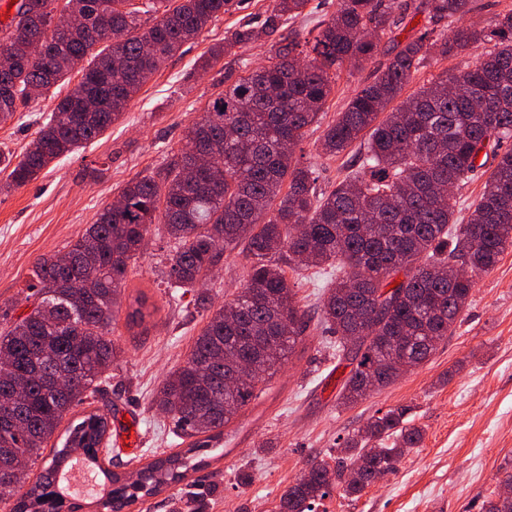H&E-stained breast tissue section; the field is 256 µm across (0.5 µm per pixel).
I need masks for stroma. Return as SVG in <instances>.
<instances>
[{
	"mask_svg": "<svg viewBox=\"0 0 512 512\" xmlns=\"http://www.w3.org/2000/svg\"><path fill=\"white\" fill-rule=\"evenodd\" d=\"M272 7L273 0H233L229 11L163 64L104 135L50 163L26 186L0 188V329L24 311L30 270L38 258L67 250L130 179L163 166L181 148L187 127L223 93L226 77L270 64L268 39L204 71L197 61L238 26L261 24ZM390 48L389 40H382L362 69L341 72L323 124L335 121L357 85L376 78ZM62 95V89H51L0 122V150L22 153ZM320 135L319 129H310L298 152L316 163V187L327 192L357 164L360 148L327 157L319 152ZM168 253L167 237L152 230L146 251L129 271L111 334L121 361L105 400L115 414L113 428L134 423L139 450L131 453L114 442L101 454L123 472L181 449L170 419L152 401L169 372L186 360L207 313L192 294L177 301L169 297ZM249 268L243 254L225 258L206 284L213 305L233 298ZM336 275L331 266L286 272L305 309L321 304ZM140 291L155 312L132 325L127 315ZM350 370L348 362L336 359L335 337L311 324L285 366L225 428L224 445L213 449L209 466L189 471L172 491L148 498L143 512H175L178 502L195 495L202 512H274L308 460L334 462L348 437L398 406L409 407L410 423L423 428L419 447L408 449L394 472L361 493L334 487L323 512H485L505 473L512 471V249L479 276L451 334L423 364L346 407L338 392Z\"/></svg>",
	"mask_w": 512,
	"mask_h": 512,
	"instance_id": "35a3bbf8",
	"label": "stroma"
}]
</instances>
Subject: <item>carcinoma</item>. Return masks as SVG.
Masks as SVG:
<instances>
[{
  "mask_svg": "<svg viewBox=\"0 0 512 512\" xmlns=\"http://www.w3.org/2000/svg\"><path fill=\"white\" fill-rule=\"evenodd\" d=\"M59 0H16L0 24V120L53 87L80 78L60 98L18 160L0 153L6 185L20 188L51 162L79 152L125 111L142 86L181 47L224 14L230 0H65L80 27L54 21ZM259 27L246 24L200 57L199 68L259 38L278 34L308 0H273ZM475 0H339L336 14L307 41L279 34L273 62L224 87L185 133L168 164L121 189L95 222L63 253L40 258L31 270L37 303L0 333V408L17 424L0 425V502L9 512H58L66 495L57 475L70 453L104 478L98 512H130L165 488L208 465L228 426L257 397L258 386L288 360L311 320L297 305L285 268L321 267L340 260L319 313L336 334V353L353 368L338 399L358 402L427 361L466 307L476 277L512 248V8L498 13L490 39L456 20ZM422 25L369 84L354 90L344 112L326 126L321 154L336 156L353 143L364 147L358 169L329 193L316 194L315 168L294 155L307 130L320 125L336 77L361 68L382 39L395 37L409 14ZM448 21L451 34L434 24ZM481 49L466 70L441 73L404 95L412 75L438 58ZM395 107H390V104ZM209 161L198 166L195 154ZM495 166L470 219L458 223L460 186L479 168ZM163 221L172 243L168 282L187 293L210 279L224 255L240 250L250 260L248 279L233 299L212 313L182 365L156 393L153 405L189 441L185 452L144 464L131 482L99 461L112 424L105 404L71 423L35 481L37 462L70 410L96 398L119 352L109 338L131 264L143 253L152 225ZM454 262L460 274L444 269ZM94 275L97 287H82ZM398 285H393V281ZM357 343L348 345V337ZM250 379L224 386V375L249 353ZM410 408L389 409L344 442L335 466L313 461L280 497L277 512H316L345 482L362 492L392 472L417 447L420 428Z\"/></svg>",
  "mask_w": 512,
  "mask_h": 512,
  "instance_id": "carcinoma-1",
  "label": "carcinoma"
}]
</instances>
